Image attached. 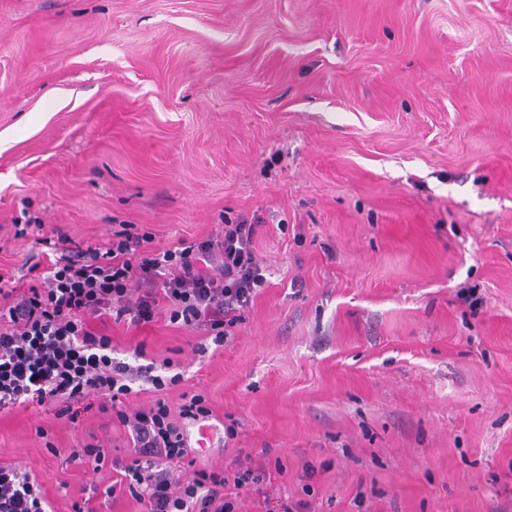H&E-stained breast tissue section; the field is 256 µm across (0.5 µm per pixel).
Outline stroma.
<instances>
[{
    "label": "stroma",
    "mask_w": 512,
    "mask_h": 512,
    "mask_svg": "<svg viewBox=\"0 0 512 512\" xmlns=\"http://www.w3.org/2000/svg\"><path fill=\"white\" fill-rule=\"evenodd\" d=\"M253 214L268 284L223 350L108 325L236 421L197 467L262 469L238 512H512V0H0L1 274L44 258L18 222L164 248ZM93 437L130 454L23 406L0 465L97 507Z\"/></svg>",
    "instance_id": "obj_1"
}]
</instances>
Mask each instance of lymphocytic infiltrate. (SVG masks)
<instances>
[{
  "instance_id": "1",
  "label": "lymphocytic infiltrate",
  "mask_w": 512,
  "mask_h": 512,
  "mask_svg": "<svg viewBox=\"0 0 512 512\" xmlns=\"http://www.w3.org/2000/svg\"><path fill=\"white\" fill-rule=\"evenodd\" d=\"M260 216L225 222L203 238H181L156 249L153 235L125 224L102 243H79L60 227L25 224L18 235H34L51 252L45 264L27 269L28 284L0 274V413L34 404L78 422L89 401L127 427L131 460L89 442L74 451L92 472L121 475L105 488L104 502L119 493L144 504L146 512H236L237 498L259 481L251 469L189 468L191 450L179 419L212 418L199 394L171 411L163 397L181 382L173 359L162 366H133L112 355V338L100 323L125 319L140 327L168 308L171 324L203 333L194 351L206 357L223 349L243 313L267 279L256 254ZM157 398L128 412L136 383ZM41 489L16 466H0V512H46Z\"/></svg>"
}]
</instances>
